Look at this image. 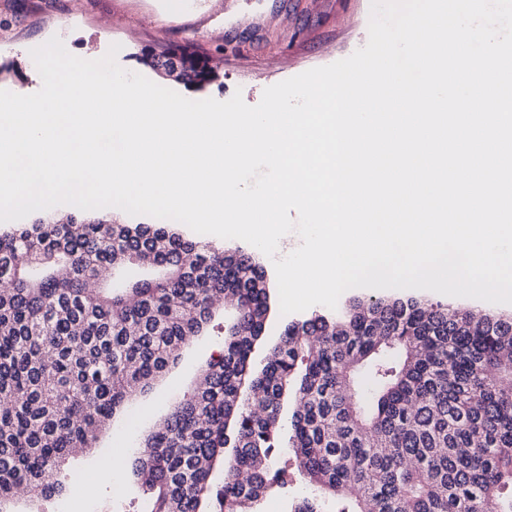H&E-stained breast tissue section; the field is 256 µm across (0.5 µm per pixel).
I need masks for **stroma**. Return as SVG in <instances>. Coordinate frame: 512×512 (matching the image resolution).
<instances>
[{
    "mask_svg": "<svg viewBox=\"0 0 512 512\" xmlns=\"http://www.w3.org/2000/svg\"><path fill=\"white\" fill-rule=\"evenodd\" d=\"M361 0H0V90L27 94L37 85L30 51L59 36L76 57L104 56L119 45L118 65L191 100L219 101L241 93L257 105L265 88L347 52L360 31ZM184 52L205 61L211 77L188 83L153 67L152 54ZM418 298L459 312L512 316V305L450 297L428 290L352 288V299ZM224 349V321L216 319L183 349L178 363L152 389L116 416L96 448L65 464L92 497L15 504L17 512H144L146 496L129 476L139 439L163 419L171 401L193 386L203 366ZM117 466L112 478L105 463Z\"/></svg>",
    "mask_w": 512,
    "mask_h": 512,
    "instance_id": "35a3bbf8",
    "label": "stroma"
}]
</instances>
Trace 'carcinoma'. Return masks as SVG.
I'll list each match as a JSON object with an SVG mask.
<instances>
[{"mask_svg": "<svg viewBox=\"0 0 512 512\" xmlns=\"http://www.w3.org/2000/svg\"><path fill=\"white\" fill-rule=\"evenodd\" d=\"M183 60L184 76L207 80ZM219 298L234 309L223 353L137 448L148 512H256L288 477L276 454L289 399L306 489L292 512H325L329 498L333 512H512L511 317L376 300L343 322L289 323L258 369L270 294L252 254L173 224L71 213L0 233V510L21 491H75L59 478L66 459L96 447Z\"/></svg>", "mask_w": 512, "mask_h": 512, "instance_id": "1", "label": "carcinoma"}]
</instances>
